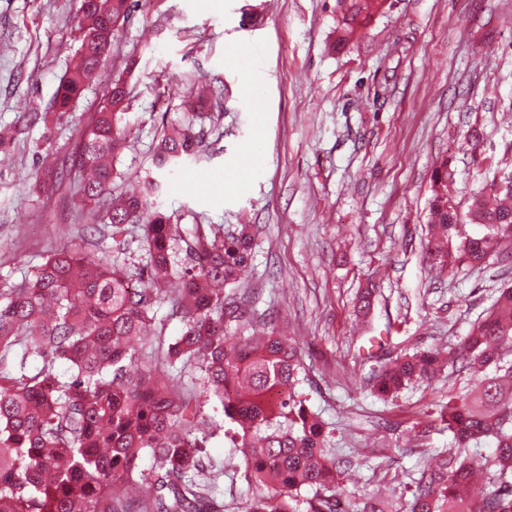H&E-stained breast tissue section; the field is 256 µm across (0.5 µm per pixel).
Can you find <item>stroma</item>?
<instances>
[{
    "instance_id": "1",
    "label": "stroma",
    "mask_w": 512,
    "mask_h": 512,
    "mask_svg": "<svg viewBox=\"0 0 512 512\" xmlns=\"http://www.w3.org/2000/svg\"><path fill=\"white\" fill-rule=\"evenodd\" d=\"M77 4L0 0V129L11 132L0 143V289L41 264L49 243L82 237L77 175L49 195L30 185L40 163L67 159L113 79L127 85L134 130L115 163L117 194L145 175L183 96L205 81L219 117L204 126L200 162L161 201L184 224L256 227L242 282L302 358L341 484L356 499L406 506L412 478L450 446L441 404L472 379L449 366L385 402L367 378L385 357L457 347L501 285L496 260L442 274L422 245L440 156L463 210L512 173V0H386L340 49L337 0H150L72 112L45 123L78 47ZM367 287L363 317L354 299ZM209 451L224 464V512H240L239 453L222 435Z\"/></svg>"
}]
</instances>
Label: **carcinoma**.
I'll list each match as a JSON object with an SVG mask.
<instances>
[{"instance_id":"carcinoma-1","label":"carcinoma","mask_w":512,"mask_h":512,"mask_svg":"<svg viewBox=\"0 0 512 512\" xmlns=\"http://www.w3.org/2000/svg\"><path fill=\"white\" fill-rule=\"evenodd\" d=\"M137 2L79 0L78 62L58 85L56 117L99 71ZM343 3L339 43L385 0ZM127 104L125 85L113 83L68 165L90 172L81 184L89 237L123 248L127 226L138 224L145 263L130 269L99 249L51 247L32 277L0 292V512H221L224 463L208 450L218 411L232 424L224 435L252 489L245 512H395L387 498L340 508L331 429L301 398L297 352L273 315L247 310L254 290L236 287L256 247L251 225L180 224L158 202L167 176L201 152L193 131L201 103L185 100V119L167 126L156 146V172L116 195ZM432 182L425 258L445 271L458 237L455 261L476 266L494 255L511 276L512 251L503 245L512 244V181L474 193L463 215L450 200L448 158L437 160ZM58 183V171L46 170L33 188L48 194ZM468 223L485 232L465 233ZM166 318L179 319L177 336L161 327L148 349L134 346L146 326ZM449 363L491 372L442 407L456 451L420 470L409 512H512V285L448 356L430 348L391 357L371 389L392 399ZM488 437L490 457L477 448ZM477 466L492 487L481 498L469 494Z\"/></svg>"}]
</instances>
